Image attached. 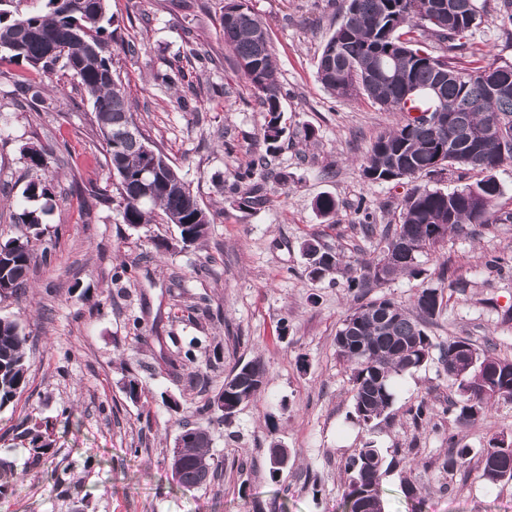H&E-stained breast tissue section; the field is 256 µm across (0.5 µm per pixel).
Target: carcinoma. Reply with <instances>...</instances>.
Segmentation results:
<instances>
[{
	"label": "carcinoma",
	"mask_w": 512,
	"mask_h": 512,
	"mask_svg": "<svg viewBox=\"0 0 512 512\" xmlns=\"http://www.w3.org/2000/svg\"><path fill=\"white\" fill-rule=\"evenodd\" d=\"M477 0H347L341 24L322 47L317 75L336 98L364 96L400 120L371 146L362 172L372 182L395 181L444 173L477 174L472 183L450 191L417 186L404 199L400 222L388 229L380 255L354 269L342 257L307 241L303 253L309 275L323 279L348 274V287L364 293L379 288L399 274L416 276L418 257L443 240L445 233L463 232L470 224H493L501 217L496 201L501 186L495 172L512 164V64L468 68L465 55L476 58L483 50L461 41L477 24ZM106 0H48L44 14L14 17L0 9V61L23 63L44 73L56 68L80 78L93 104L98 129L107 146L110 166L118 179L126 224H151L160 213L177 225L182 242L194 244L208 235L214 216L204 209L178 170L157 150L143 147L146 138L131 112L126 94L114 78L108 41ZM224 43L254 88L269 120L268 131L280 122L281 86L276 58L265 24L252 12L222 22ZM65 48L51 55L52 46ZM441 109L453 115L448 128L411 124L414 112ZM495 127L493 136L473 147L474 132ZM47 150L25 149L32 169L46 166ZM155 171L154 190L143 201L139 176ZM43 180L31 181L25 201L49 199ZM17 203V223L39 228L47 208L29 209ZM441 233L432 236L431 227ZM49 259L47 250L36 252L23 233L0 242V297L24 293L31 266ZM444 297L435 288H421L408 308L384 296L354 307L336 333V355L348 364L353 392V417L369 428L390 416L396 378L428 362L433 350L443 373L456 386L446 411L466 424L500 399L512 398V359L500 357L467 337H454L435 345L425 323L443 308ZM28 338L17 322L0 319V408L27 385ZM265 367L249 361L231 371L220 392L234 404L250 402L262 390ZM438 407L423 399L410 410L414 425L428 423ZM191 437L188 452L172 459L170 470L177 484L194 490L210 475L201 459L210 456V433L201 425L181 427ZM444 466L466 463L471 449L449 443ZM384 457L367 442L345 464L348 475L344 498L348 512H359L366 502L371 512H384L381 476ZM481 479L490 486L512 483V439L498 436L482 451Z\"/></svg>",
	"instance_id": "cac0c4a2"
}]
</instances>
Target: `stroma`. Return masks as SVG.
<instances>
[{
  "mask_svg": "<svg viewBox=\"0 0 512 512\" xmlns=\"http://www.w3.org/2000/svg\"><path fill=\"white\" fill-rule=\"evenodd\" d=\"M342 0H246L266 24L282 84L278 142L263 138L268 115L235 64L222 32L224 0H108L113 68L150 141L179 170L214 215L202 244H183L175 225L124 223L117 180L91 101L68 71L45 76L0 62V240L21 234L13 216L27 184L50 181L52 198L24 295L0 298V318L28 338L27 386L0 408V512H344V465L374 442L388 469L385 512H512V484L480 478L490 438L512 436V399L495 401L459 424L437 413L413 425L420 399L446 405L453 393L437 359L399 376L389 422L374 430L351 416L352 383L335 336L355 305L344 278L314 280L302 252L314 239L358 267L380 252V229L398 223L413 186L450 190L456 177L368 181L361 164L398 116L364 97L341 100L317 77V56L341 21ZM481 20L466 42L487 62L512 63V30L500 24V0H478ZM134 41L136 53L122 45ZM209 52L208 65L186 60L187 41ZM179 89L162 81L175 65ZM43 86L39 107L20 103L17 82ZM188 99L180 105L178 96ZM48 149L44 169L23 149ZM287 184L267 179V203L242 206L248 186L236 174L260 155ZM496 177L508 220L472 224L420 255V276L400 275L379 295L411 305L423 287L442 291L427 323L434 343L462 336L512 358V165ZM336 200L320 217L317 197ZM370 214L376 234L364 235ZM508 266H489L492 257ZM125 266L121 279L116 267ZM192 352L210 386L171 372ZM261 359L264 392L226 422L209 425L214 469L207 485L185 490L165 458L181 424H197L239 362ZM137 378L141 398L125 394ZM47 431L35 450L26 429ZM470 448L464 466L443 470L449 439ZM289 450L279 475L271 443ZM415 487L408 497L406 487Z\"/></svg>",
  "mask_w": 512,
  "mask_h": 512,
  "instance_id": "35a3bbf8",
  "label": "stroma"
}]
</instances>
